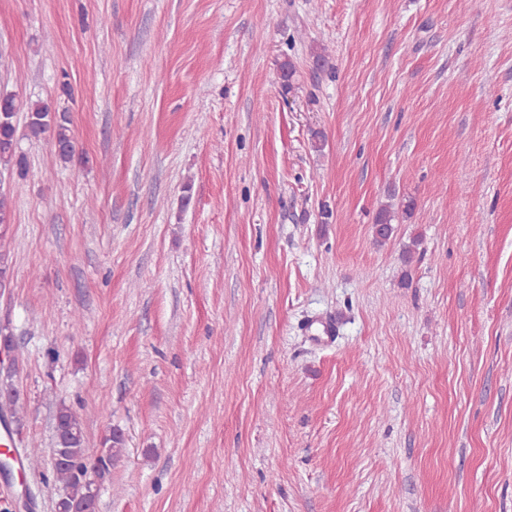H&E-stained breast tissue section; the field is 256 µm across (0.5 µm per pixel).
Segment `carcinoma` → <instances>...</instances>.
<instances>
[{"mask_svg": "<svg viewBox=\"0 0 512 512\" xmlns=\"http://www.w3.org/2000/svg\"><path fill=\"white\" fill-rule=\"evenodd\" d=\"M24 114L26 135L30 139L50 138L56 158L62 164L73 161L76 141L71 129L68 110L54 98L22 99L13 93H0V174L13 182L26 179L28 161L19 147L17 137L19 114ZM415 208L413 200L397 204L387 201L380 204L375 223L381 225L375 235L379 244L390 241L395 233L399 216L410 217ZM12 370L0 377V403L10 407L11 422L21 425V417L14 406L19 397L12 384ZM126 441L122 430L113 428L103 438L104 453L90 460L87 454L83 422L79 414L64 402L56 407L53 417L52 465L55 480L61 484L56 500V512H95L99 486L88 476L95 470L102 479L109 473L112 460L119 456Z\"/></svg>", "mask_w": 512, "mask_h": 512, "instance_id": "cac0c4a2", "label": "carcinoma"}]
</instances>
